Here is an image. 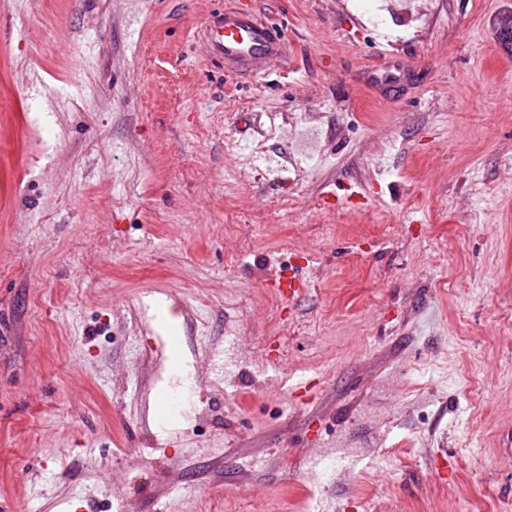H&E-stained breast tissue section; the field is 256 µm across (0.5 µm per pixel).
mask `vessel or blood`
<instances>
[{
  "label": "vessel or blood",
  "mask_w": 512,
  "mask_h": 512,
  "mask_svg": "<svg viewBox=\"0 0 512 512\" xmlns=\"http://www.w3.org/2000/svg\"><path fill=\"white\" fill-rule=\"evenodd\" d=\"M204 33L211 53L227 71L239 74L273 64L283 49L270 21L249 7L228 9L207 19Z\"/></svg>",
  "instance_id": "vessel-or-blood-1"
}]
</instances>
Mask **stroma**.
I'll return each mask as SVG.
<instances>
[{"label":"stroma","instance_id":"35a3bbf8","mask_svg":"<svg viewBox=\"0 0 512 512\" xmlns=\"http://www.w3.org/2000/svg\"><path fill=\"white\" fill-rule=\"evenodd\" d=\"M510 8L0 0V512H512ZM204 25L211 53L228 72H258L263 64H273L283 49L270 21L249 7L225 10Z\"/></svg>","mask_w":512,"mask_h":512}]
</instances>
